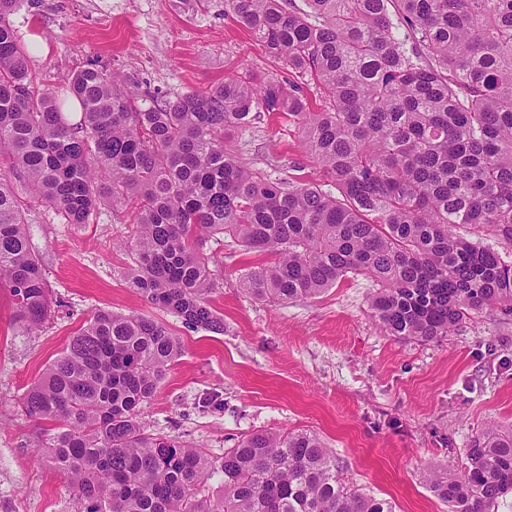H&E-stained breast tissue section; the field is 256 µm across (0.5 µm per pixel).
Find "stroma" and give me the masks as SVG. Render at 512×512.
<instances>
[{
    "instance_id": "1",
    "label": "stroma",
    "mask_w": 512,
    "mask_h": 512,
    "mask_svg": "<svg viewBox=\"0 0 512 512\" xmlns=\"http://www.w3.org/2000/svg\"><path fill=\"white\" fill-rule=\"evenodd\" d=\"M11 20L21 44L49 47L30 57L43 89L63 88L68 74L94 67L155 101L249 70L286 72L225 14L224 0H20ZM230 142L271 177L336 191L288 114L262 113ZM25 219L54 312L26 333L0 288V512H76L65 477L31 447L44 423L26 417L21 398L100 309L155 319L180 339L183 352L143 422L215 461L242 434L308 430L335 451L346 482L395 512H448L427 473L460 472L485 428L512 427V314H474L431 343L402 339L373 322L374 285L362 277L288 303L255 299L239 273L256 257L226 238L205 246L218 259L210 296L224 319L217 334L186 326L129 287L131 253L121 242L134 226L124 207L107 204L91 223L65 224L35 203Z\"/></svg>"
}]
</instances>
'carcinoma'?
<instances>
[{
	"label": "carcinoma",
	"instance_id": "carcinoma-1",
	"mask_svg": "<svg viewBox=\"0 0 512 512\" xmlns=\"http://www.w3.org/2000/svg\"><path fill=\"white\" fill-rule=\"evenodd\" d=\"M16 4L0 0V287L28 330L52 313L24 219L35 201L65 224L90 223L107 200L132 206L129 286L214 333L224 319L203 243L225 236L266 257L239 276L256 299L312 298L360 275L376 285L371 316L399 338L434 342L477 311H512V263L454 232L488 227L512 247V0H224L293 78L251 73L142 107L87 67L67 78L75 123L36 84ZM299 77L322 86L327 109H308ZM263 112L295 118L338 196L239 159L229 134ZM180 354L155 320L98 310L24 393L23 412L50 423L33 447L77 512H394L347 485L311 431L253 432L217 462L146 433ZM429 485L448 512H491L512 491V433L487 427L464 471Z\"/></svg>",
	"mask_w": 512,
	"mask_h": 512
}]
</instances>
